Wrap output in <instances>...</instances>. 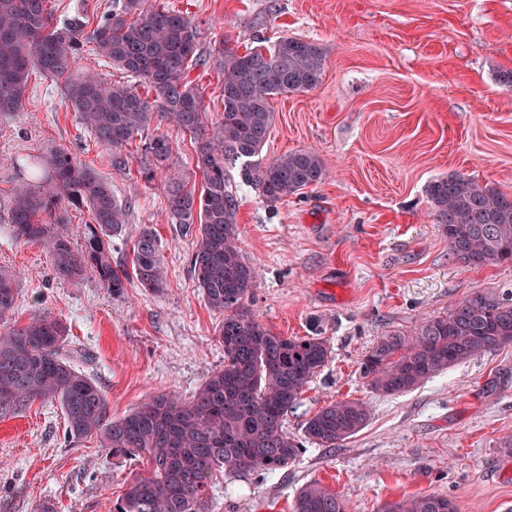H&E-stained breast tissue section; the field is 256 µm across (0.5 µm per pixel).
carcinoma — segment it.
<instances>
[{
	"label": "carcinoma",
	"instance_id": "carcinoma-1",
	"mask_svg": "<svg viewBox=\"0 0 512 512\" xmlns=\"http://www.w3.org/2000/svg\"><path fill=\"white\" fill-rule=\"evenodd\" d=\"M47 0H0V112L23 104L30 71L66 79L68 103L104 145L125 148L160 119L193 137L201 190L168 175L167 206L173 224L198 225L191 264L209 306L224 314L218 336L224 367L212 372L187 400L159 395L126 416H109L102 390L63 354L66 327L43 315L0 332V417L15 415L36 400L57 401L66 436H97L114 457L143 458L146 474L131 478L113 512H209L218 474L273 475L294 463L303 442L337 448L369 422V406L336 400L306 420L303 439L287 430L288 412L326 365L327 342L317 336H280L248 308L257 273L237 244L238 202L229 190L227 168L244 166L248 186L270 203L322 182L325 165L312 149L258 159L274 122V95L315 88L325 56L311 41L283 38L240 53L228 40L215 47L224 110L212 127L200 92L187 81L199 62L197 33L179 14L147 0H112L92 33L100 56L125 71L131 83L104 85L93 73L73 70L83 22L78 15L53 23ZM148 85L154 99L137 87ZM151 169L170 170L169 140H144ZM46 177L17 189L11 212L14 236L47 246L56 273L73 281L94 274L114 294L130 281L112 267V239L128 223L127 210L109 182L64 150L50 154ZM428 197L434 223L456 260L471 267L512 264V195L463 175L432 181ZM91 208L80 247L73 248L54 225L66 223L71 206ZM132 270L141 287L159 294L166 280L157 235L143 228ZM18 296L14 275L0 269V321L12 314ZM512 344V292H474L443 317L423 322L415 334L393 332L364 355L360 373L384 396H397L428 379L492 350ZM293 512H348L344 499L316 481L303 485ZM385 512H457L440 494L387 504Z\"/></svg>",
	"mask_w": 512,
	"mask_h": 512
}]
</instances>
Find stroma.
<instances>
[{
  "label": "stroma",
  "mask_w": 512,
  "mask_h": 512,
  "mask_svg": "<svg viewBox=\"0 0 512 512\" xmlns=\"http://www.w3.org/2000/svg\"><path fill=\"white\" fill-rule=\"evenodd\" d=\"M196 26L201 63L188 82L205 99L207 119L224 110L211 57L231 39L246 48L296 37L320 45V84L270 101L274 125L264 159L311 148L325 165L317 186L266 202L229 166L238 201L239 246L258 273L250 307L282 336H318L328 363L288 415L305 421L340 399L371 408L367 426L336 449L306 444L300 458L271 477H218L210 512H292L305 483L336 492L350 512L447 495L457 512H512V346L455 366L413 391L378 394L359 363L382 336L412 333L474 292L512 291V264L468 267L451 254L430 217L428 184L466 174L512 193V0H148ZM112 0H49L54 23L84 22L80 70L105 83L121 72L98 55L90 34ZM172 148L171 169L199 187L196 144L169 124L151 127ZM63 149L93 167L128 211L112 241V263L132 267L134 240L150 227L160 241L162 294L130 280L112 294L95 275H56L39 244L16 240L14 192L29 183V162ZM166 172L148 171L140 141L101 144L67 101L65 81L32 72L20 111L0 114V268L17 275L7 326L48 313L67 327L72 366L101 388L112 418L151 398H189L224 365L212 310L191 270L193 230L172 223ZM59 403L35 401L0 418V512H112L127 478L146 462L107 456L97 438L65 443Z\"/></svg>",
  "instance_id": "obj_1"
}]
</instances>
